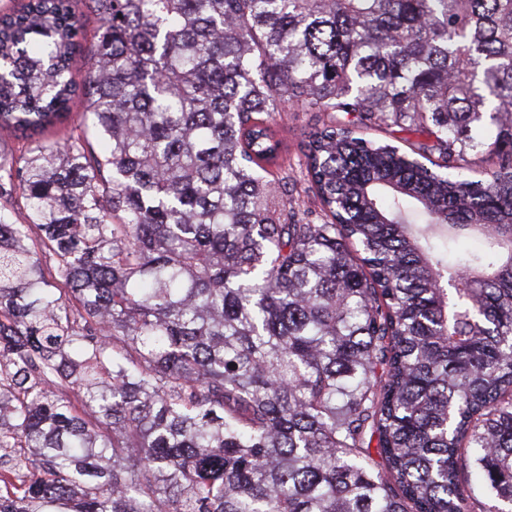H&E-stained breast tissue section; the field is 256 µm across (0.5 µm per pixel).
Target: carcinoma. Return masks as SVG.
Here are the masks:
<instances>
[{
  "label": "carcinoma",
  "mask_w": 512,
  "mask_h": 512,
  "mask_svg": "<svg viewBox=\"0 0 512 512\" xmlns=\"http://www.w3.org/2000/svg\"><path fill=\"white\" fill-rule=\"evenodd\" d=\"M86 6L79 86L0 14V127L108 147L0 155V512H512V0ZM76 11L80 23L83 26L84 40L81 41V51L76 55L72 65V77L77 84H81L87 68V59L84 57L94 41V34L100 26V22L98 18L88 10L84 1H77ZM284 115V129L283 135L285 139V145L288 149V159L292 163V168L288 165V179H294L298 181V190H302L306 185L303 183V177L300 173L298 162V144L304 138L314 124L313 112H294L288 108V112H282ZM288 114V117H286ZM84 122V123H83ZM82 124L83 127L86 125H91V120L82 117V112H71L67 115H64L60 119H58L54 126L49 127L43 133L30 134L27 133L26 136H23L21 133H18V138L14 137L11 133L6 131H1L0 129V154L7 155L10 157L11 153L16 156L18 153L16 152L17 148L22 144L32 145L34 146L37 142L40 141H57L59 143H63L68 138L71 130Z\"/></svg>",
  "instance_id": "carcinoma-1"
}]
</instances>
